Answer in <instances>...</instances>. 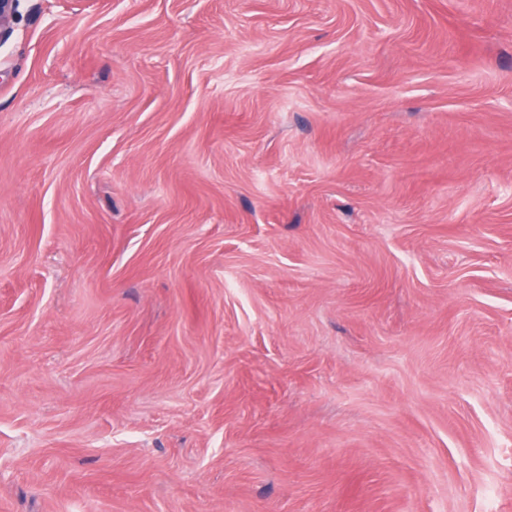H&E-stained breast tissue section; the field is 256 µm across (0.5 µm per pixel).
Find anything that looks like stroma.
<instances>
[{"label": "stroma", "mask_w": 512, "mask_h": 512, "mask_svg": "<svg viewBox=\"0 0 512 512\" xmlns=\"http://www.w3.org/2000/svg\"><path fill=\"white\" fill-rule=\"evenodd\" d=\"M0 512H512V0H20Z\"/></svg>", "instance_id": "1"}]
</instances>
